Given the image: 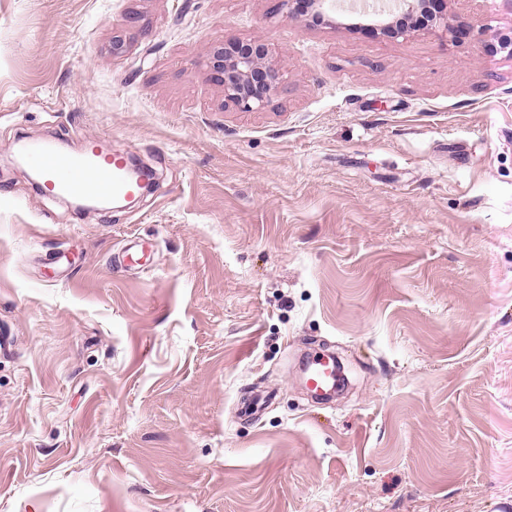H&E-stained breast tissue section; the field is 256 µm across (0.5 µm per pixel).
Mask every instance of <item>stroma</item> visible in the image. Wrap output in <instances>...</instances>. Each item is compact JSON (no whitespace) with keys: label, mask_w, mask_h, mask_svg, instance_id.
Masks as SVG:
<instances>
[{"label":"stroma","mask_w":512,"mask_h":512,"mask_svg":"<svg viewBox=\"0 0 512 512\" xmlns=\"http://www.w3.org/2000/svg\"><path fill=\"white\" fill-rule=\"evenodd\" d=\"M348 4L0 0V512H512V57ZM228 33L286 73L262 110ZM92 136L155 189L80 212L15 160ZM278 5L288 9L289 16H306L311 14L316 20L324 18L323 7L326 0H279ZM266 41L225 34L213 50L214 79L224 86V100L240 112H254L270 102L285 80L283 70L270 59ZM306 384L317 396H326L336 390L338 377L336 362L331 356H317L307 366Z\"/></svg>","instance_id":"35a3bbf8"}]
</instances>
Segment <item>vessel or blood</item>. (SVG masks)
Segmentation results:
<instances>
[{"label":"vessel or blood","instance_id":"b4317fda","mask_svg":"<svg viewBox=\"0 0 512 512\" xmlns=\"http://www.w3.org/2000/svg\"><path fill=\"white\" fill-rule=\"evenodd\" d=\"M24 157L40 173L44 193L52 197H131L140 190L139 183L128 174L125 157L103 151L94 139L76 154L45 142H31L24 148ZM337 381L334 357L322 355L309 362L306 384L315 395L335 391Z\"/></svg>","mask_w":512,"mask_h":512}]
</instances>
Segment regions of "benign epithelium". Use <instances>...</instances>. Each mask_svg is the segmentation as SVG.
<instances>
[{"instance_id": "1", "label": "benign epithelium", "mask_w": 512, "mask_h": 512, "mask_svg": "<svg viewBox=\"0 0 512 512\" xmlns=\"http://www.w3.org/2000/svg\"><path fill=\"white\" fill-rule=\"evenodd\" d=\"M404 9L400 15L386 17L379 14L360 28L369 34L406 36L431 26L442 30L454 41L475 39L487 50L507 51L502 44L485 42L487 29L482 15L474 14L462 22L448 10L437 6L438 0H402ZM326 0H278L290 16L312 15L316 20L324 18ZM211 64L214 79L224 86V100L240 112H254L270 102L284 84V72L270 59L266 41L255 36L242 39L233 34L224 35V43L213 50Z\"/></svg>"}]
</instances>
